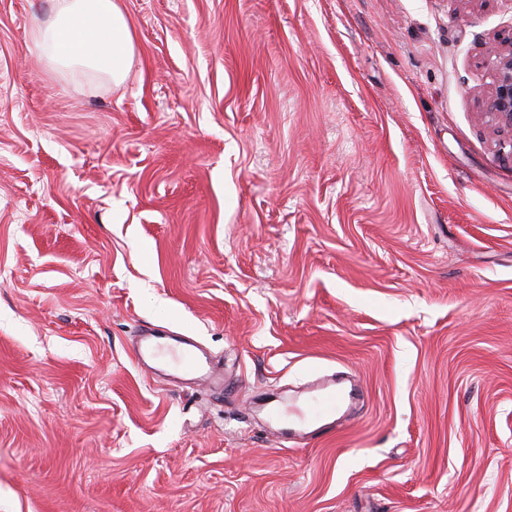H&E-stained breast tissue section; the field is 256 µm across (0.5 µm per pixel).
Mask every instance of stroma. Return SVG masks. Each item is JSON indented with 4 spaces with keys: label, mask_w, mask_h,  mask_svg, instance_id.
<instances>
[{
    "label": "stroma",
    "mask_w": 512,
    "mask_h": 512,
    "mask_svg": "<svg viewBox=\"0 0 512 512\" xmlns=\"http://www.w3.org/2000/svg\"><path fill=\"white\" fill-rule=\"evenodd\" d=\"M126 81L0 0V512H512V0H120ZM196 338L223 386L139 367ZM364 404L284 442L313 372ZM508 51H494V78L490 92L484 102L482 115L491 117L501 128L506 129L511 138L507 158L512 163V36Z\"/></svg>",
    "instance_id": "35a3bbf8"
}]
</instances>
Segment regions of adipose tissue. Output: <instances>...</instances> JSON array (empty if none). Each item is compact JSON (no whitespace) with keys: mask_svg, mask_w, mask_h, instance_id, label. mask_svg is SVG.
<instances>
[{"mask_svg":"<svg viewBox=\"0 0 512 512\" xmlns=\"http://www.w3.org/2000/svg\"><path fill=\"white\" fill-rule=\"evenodd\" d=\"M31 38L45 68L92 73L121 84L131 68L132 28L118 0H54L53 15Z\"/></svg>","mask_w":512,"mask_h":512,"instance_id":"ef3b65f1","label":"adipose tissue"}]
</instances>
